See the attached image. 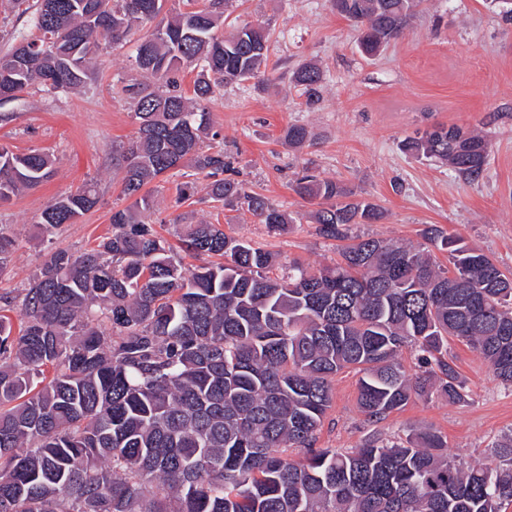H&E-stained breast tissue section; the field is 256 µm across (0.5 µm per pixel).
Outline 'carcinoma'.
Segmentation results:
<instances>
[{"mask_svg":"<svg viewBox=\"0 0 512 512\" xmlns=\"http://www.w3.org/2000/svg\"><path fill=\"white\" fill-rule=\"evenodd\" d=\"M164 0H36V34L0 54V104L36 88L76 92L99 55L155 23L136 48L142 82L125 86L139 127L117 153L122 194L111 231L78 254L58 250L0 306V512H505L512 504V436L506 465L464 466L433 430L371 438L350 451L318 448L331 381L362 373L358 406L378 422L417 398L466 401L448 358L452 336L512 384V276L463 238L431 226L426 245L376 238L344 246L340 260L272 275V255L189 224L179 248L217 261L184 267L150 225L144 188L189 163L226 208L245 205L274 233L287 213L248 193L224 150L204 148L217 83L258 76L269 29L226 35L224 0L157 20ZM421 0H332L374 56L399 38ZM199 69L192 94L177 78ZM323 71L292 72L312 105ZM403 150L476 178L489 152L478 130L434 125ZM51 155L0 149V202L40 185ZM293 190L318 201V233L345 240L349 225L384 218L369 201L345 202L338 183L308 171ZM99 203L96 186L50 202L45 233ZM448 252V264L429 245ZM18 311L19 327L9 316ZM416 352L410 379L398 356ZM298 449L295 459L288 450Z\"/></svg>","mask_w":512,"mask_h":512,"instance_id":"cac0c4a2","label":"carcinoma"}]
</instances>
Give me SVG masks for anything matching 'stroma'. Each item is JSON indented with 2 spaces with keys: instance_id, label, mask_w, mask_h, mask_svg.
<instances>
[{
  "instance_id": "stroma-1",
  "label": "stroma",
  "mask_w": 512,
  "mask_h": 512,
  "mask_svg": "<svg viewBox=\"0 0 512 512\" xmlns=\"http://www.w3.org/2000/svg\"><path fill=\"white\" fill-rule=\"evenodd\" d=\"M247 22L270 29L267 66L254 79L216 89L207 104L213 130L207 142L223 147L247 191L294 222L270 233L247 209L229 211L208 199L204 176L185 166L147 187L154 226L168 244L177 245L182 225L205 221L270 251L282 267L293 260L315 269L334 263L341 241L318 234L310 219L315 202L293 190L297 174L308 168L383 210L381 223L351 225V237L415 245L434 225L477 245L512 273V21L492 0H424L403 36L373 58L360 54L355 27L331 0H226L225 26ZM150 32L145 26L108 46L91 89L55 95L28 89L0 104V147L37 150L55 160L47 180L0 204V227L14 237L11 260L0 270V293L25 287L51 250L77 252L110 231L112 209L123 202L113 157L138 128L123 88L142 77L133 55ZM310 62L324 73L313 105L290 80L295 68ZM293 124L309 130L302 146L288 143ZM434 124L476 127L490 140L478 178L463 180L448 166L403 150L406 137ZM91 182L100 204L43 235L46 205ZM187 183L195 194L179 200ZM448 354L466 383V402L416 399L372 424L357 404L360 375L347 369L332 380L318 447L356 448L375 433L393 439L431 428L458 461L499 465L496 447L512 433V385L496 380L463 343L449 341Z\"/></svg>"
}]
</instances>
